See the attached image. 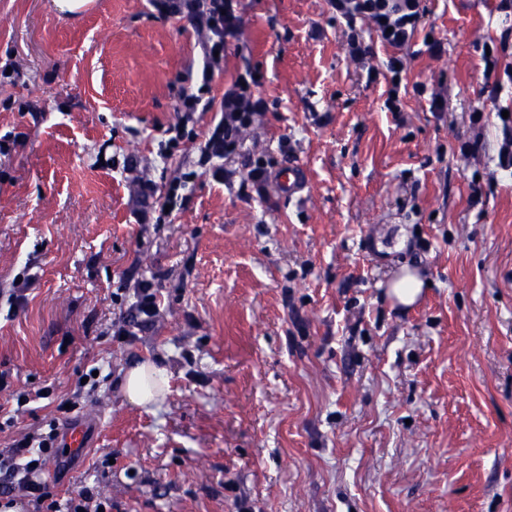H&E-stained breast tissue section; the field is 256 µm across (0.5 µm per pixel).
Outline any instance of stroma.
<instances>
[{
  "label": "stroma",
  "instance_id": "stroma-1",
  "mask_svg": "<svg viewBox=\"0 0 512 512\" xmlns=\"http://www.w3.org/2000/svg\"><path fill=\"white\" fill-rule=\"evenodd\" d=\"M425 6L402 49L357 20L363 61L328 0H242V52L213 93L257 71L269 110L246 146L304 165L308 183L262 201L207 172L169 223L142 224L128 166L162 195L198 158L190 144L159 154L200 64L189 22L149 0L71 18L0 0V65L22 69L0 82V404L49 393L0 448L67 400L99 418L95 448L53 463L57 500L89 486L118 512H512V172L498 165L512 0ZM394 57L390 112L369 72ZM406 268L424 283L409 306L389 294ZM19 276L34 284L12 314ZM142 279L159 312L115 340ZM147 360L168 388L139 407L122 381ZM396 63H399V67H396ZM388 73V90L387 98L385 100V107L390 112L400 111V90L402 85V71L403 66L399 59L392 58L388 61L386 66ZM395 78H398V82H395ZM395 94V97H392Z\"/></svg>",
  "mask_w": 512,
  "mask_h": 512
}]
</instances>
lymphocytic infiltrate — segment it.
<instances>
[{"label": "lymphocytic infiltrate", "mask_w": 512, "mask_h": 512, "mask_svg": "<svg viewBox=\"0 0 512 512\" xmlns=\"http://www.w3.org/2000/svg\"><path fill=\"white\" fill-rule=\"evenodd\" d=\"M151 4L165 18L190 22L202 58L195 85L180 93L177 104L180 117L167 129V150H174L181 141L194 139L195 132L188 127L194 114L214 108L220 112L219 121L201 148L196 168L172 180L164 204H153L156 189L152 183H140L136 199L142 222L161 224L169 217L168 207L176 205L181 190L187 188L199 171L210 172L216 181L228 184L234 176L229 162L240 161L246 171L247 185L261 194L272 177V167L263 155L244 147V132L268 108L257 90L259 82L255 73L247 68L237 71L221 99L212 96L214 73L222 69L227 46L241 30V0H151ZM329 4L350 28L347 49L355 57L367 52L354 28L358 18L373 23L382 43L400 48L414 35L426 15L424 0H329ZM64 454L59 424L54 420L47 431L26 434L0 449V497L10 499L15 493H24L35 512H112L111 502L90 488H81L62 505L49 486L37 480V472L43 471L47 461L60 459Z\"/></svg>", "instance_id": "f902f5d3"}]
</instances>
